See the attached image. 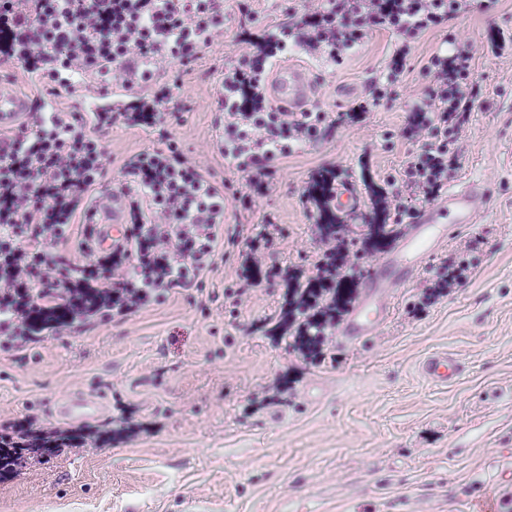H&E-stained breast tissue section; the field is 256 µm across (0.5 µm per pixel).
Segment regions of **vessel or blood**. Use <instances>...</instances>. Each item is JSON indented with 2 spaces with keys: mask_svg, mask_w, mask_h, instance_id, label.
<instances>
[{
  "mask_svg": "<svg viewBox=\"0 0 512 512\" xmlns=\"http://www.w3.org/2000/svg\"><path fill=\"white\" fill-rule=\"evenodd\" d=\"M268 88L273 99L287 111H305L308 75L303 68L290 65L279 68L269 80ZM139 92L135 82L119 80L106 95L80 97L79 105L86 114L109 112L123 106ZM37 111L31 93L0 83L1 132L11 130L20 117H34ZM490 198L488 185L483 180L471 178L450 186L435 202L412 213L391 251L363 272L359 291L336 332L338 346H359L370 340L391 316L394 286L417 275L426 258L442 250L456 230L477 223ZM333 201L338 209L350 216L360 206L359 195L349 183L337 186ZM89 222L87 240L91 250L111 249L113 242L123 238L125 209L118 206L111 193L102 192L91 207ZM464 370L461 361L445 353L431 355L421 365L423 376L441 385L456 381ZM55 413L66 420L88 421L99 417L101 410L97 405L77 398L56 408Z\"/></svg>",
  "mask_w": 512,
  "mask_h": 512,
  "instance_id": "1",
  "label": "vessel or blood"
}]
</instances>
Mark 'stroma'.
<instances>
[{
	"mask_svg": "<svg viewBox=\"0 0 512 512\" xmlns=\"http://www.w3.org/2000/svg\"><path fill=\"white\" fill-rule=\"evenodd\" d=\"M223 39L167 77L182 83L166 128L177 149L201 166L226 197L220 247L198 289L117 321L61 328L23 354L0 353V420L45 416L74 396L100 401L99 425L118 405L133 408L143 432L109 444L87 441L46 460H28L0 479V512H178L180 499L218 512H472L488 497L512 512V54L493 56L491 38L512 37V0L480 4L413 44L396 99L364 117L323 129L306 151L277 160L266 194L238 199L244 181L224 167L215 142L224 121L213 109L219 75L240 51L237 0H227ZM453 38L473 53L480 99L456 145L449 182L475 177L493 199L413 281L396 286L389 321L369 344L340 350L328 333L323 355L307 357L293 335L269 334L266 320L285 305L282 282L242 288L238 269L251 239L265 238L266 262L313 276L323 250L319 211L302 201L329 166L347 169L362 219L347 223L351 265L360 276L382 249L365 246L372 186L399 176L422 139L401 137L404 104L430 79L429 56ZM387 30L368 34L339 62L302 54L312 78L310 107L329 115L362 102L370 76L395 48ZM155 131L113 127L102 188L151 147ZM470 259L464 281L428 299L449 258ZM462 360L455 382L437 386L418 370L429 354Z\"/></svg>",
	"mask_w": 512,
	"mask_h": 512,
	"instance_id": "obj_1",
	"label": "stroma"
}]
</instances>
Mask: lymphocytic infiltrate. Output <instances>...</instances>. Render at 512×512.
Listing matches in <instances>:
<instances>
[{
	"mask_svg": "<svg viewBox=\"0 0 512 512\" xmlns=\"http://www.w3.org/2000/svg\"><path fill=\"white\" fill-rule=\"evenodd\" d=\"M0 0V64L19 67L40 82L73 83L83 94L104 92L133 74L149 90L123 111L94 119L45 115L37 129L20 125L0 137V349L19 352L37 341V314L70 311L71 321L109 320L158 301L175 288L196 287L214 263L224 222V195L199 165L174 147L148 148L121 169L153 210L144 222L132 206L126 246L88 253L74 224L86 193L98 185L108 157L99 137L113 121L126 127L160 124L176 91L161 81V65L198 58L224 33V0ZM470 0H308L288 25L271 34L241 26L243 49L227 73L224 160L253 195L264 194L275 160L313 143L323 115L293 113L272 104L267 68L296 51H323L338 60L369 31L400 39L389 63L370 82L366 102L338 113L358 119L369 106L393 100L410 45L467 13ZM425 69L430 84L408 108L403 138L419 131L429 141L407 156L400 178L388 181L384 203L405 210L408 197L437 199L457 164L453 149L472 112L478 85L471 52L448 45ZM88 254L75 261L74 253ZM74 429H44L36 417L0 426V447L33 453L38 441L72 446Z\"/></svg>",
	"mask_w": 512,
	"mask_h": 512,
	"instance_id": "lymphocytic-infiltrate-1",
	"label": "lymphocytic infiltrate"
}]
</instances>
